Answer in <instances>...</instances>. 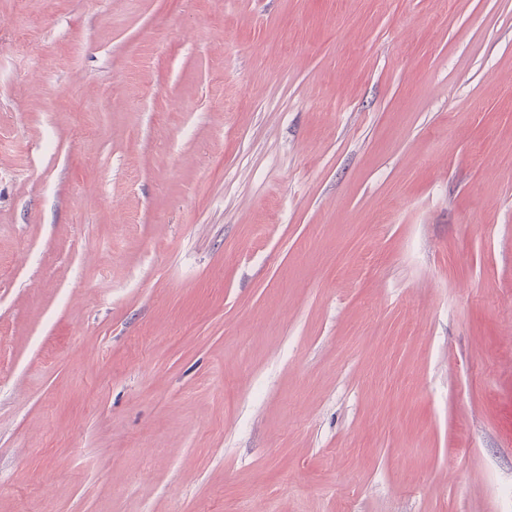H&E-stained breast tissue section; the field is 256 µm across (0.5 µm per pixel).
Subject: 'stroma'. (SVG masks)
<instances>
[{
	"label": "stroma",
	"instance_id": "obj_1",
	"mask_svg": "<svg viewBox=\"0 0 512 512\" xmlns=\"http://www.w3.org/2000/svg\"><path fill=\"white\" fill-rule=\"evenodd\" d=\"M0 512H512V0H0Z\"/></svg>",
	"mask_w": 512,
	"mask_h": 512
}]
</instances>
